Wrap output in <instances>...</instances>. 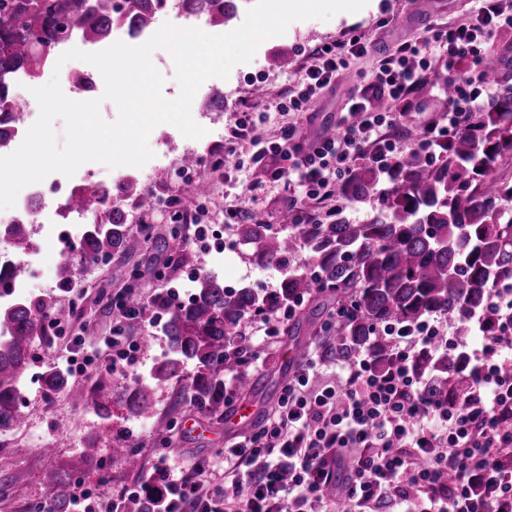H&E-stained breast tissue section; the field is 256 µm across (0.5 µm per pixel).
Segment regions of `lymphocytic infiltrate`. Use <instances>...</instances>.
Segmentation results:
<instances>
[{
	"label": "lymphocytic infiltrate",
	"mask_w": 512,
	"mask_h": 512,
	"mask_svg": "<svg viewBox=\"0 0 512 512\" xmlns=\"http://www.w3.org/2000/svg\"><path fill=\"white\" fill-rule=\"evenodd\" d=\"M512 33V0H479L454 25L431 29L423 44L403 42L361 77L339 113L334 135L308 136L302 125L284 127L273 141L254 143L251 159L283 187L292 223L309 224L312 206L336 197V188L359 164L387 172L405 149L429 154L467 127L472 112L492 94L484 74L497 35ZM359 37L317 49L279 102L281 109L310 112L350 57L366 52ZM447 51L444 64L454 94L447 112L421 122V136L403 144L386 136L399 110L432 73L431 58ZM467 62L456 73L459 62ZM393 102L381 111L379 100ZM493 323H479L476 345L459 340L442 314L418 324L380 330L389 350L386 368L371 351L328 367L321 353L309 355L283 387L271 417L258 430L224 448L235 472V495L205 492L213 475L205 461L181 462L160 449L130 485L100 500L84 481L67 490L71 512H512V279L490 284ZM146 304L112 299L115 325L109 345L112 372L137 360L139 343L127 324L140 320ZM462 357L467 380L462 398L442 400L427 392L415 368L419 354Z\"/></svg>",
	"instance_id": "lymphocytic-infiltrate-1"
}]
</instances>
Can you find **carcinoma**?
<instances>
[{
	"mask_svg": "<svg viewBox=\"0 0 512 512\" xmlns=\"http://www.w3.org/2000/svg\"><path fill=\"white\" fill-rule=\"evenodd\" d=\"M183 2L188 14L222 26L236 16L239 0ZM164 8L165 0H0V109L10 101L17 76L38 79L60 44L76 37L91 44L110 38L119 13L130 31L147 28ZM492 58L496 94L437 158L412 151L387 174L358 165L338 186L336 208L325 224H290L284 234H270L261 223L238 225L241 241L253 246L265 264L279 268L274 291L228 289L216 277L201 274L186 305H172L158 295L154 304L167 315L170 356L153 367L151 379L157 384L185 381L180 396L210 417L224 418V373H234L244 393L257 386L250 345L236 328L252 314L271 313L300 297L311 302L306 316L311 322L332 304L354 303V314L336 321L327 333L325 349L338 361L369 349L386 362L388 349L373 335V326L412 325L435 312L448 316L459 335H469V316L487 312L489 284L512 277V177L497 173L512 159V69L498 54ZM375 195L379 206L365 220L351 221L348 206ZM103 199L95 186L77 196L81 211H104L100 228L87 227L78 253L85 262L142 247L127 227L125 212L103 209ZM164 246L174 251L179 265L193 264L183 242ZM302 251L304 259L294 262ZM53 308L44 300L23 298L0 306V429L21 423L18 401L30 348L46 336L45 320ZM459 362L455 355L419 357L417 368L432 379V395L463 396L465 381L448 387V372ZM186 364L193 365L187 376ZM42 382L48 393L65 391L78 404L90 400L106 409L101 385L90 396L55 367L43 373ZM153 411L152 387L144 385L135 391L133 413L147 417ZM113 456L128 468L139 466L136 452L125 443L113 448ZM67 481L65 472L44 476L54 512H66Z\"/></svg>",
	"mask_w": 512,
	"mask_h": 512,
	"instance_id": "obj_1",
	"label": "carcinoma"
}]
</instances>
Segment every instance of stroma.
<instances>
[{
    "label": "stroma",
    "instance_id": "35a3bbf8",
    "mask_svg": "<svg viewBox=\"0 0 512 512\" xmlns=\"http://www.w3.org/2000/svg\"><path fill=\"white\" fill-rule=\"evenodd\" d=\"M477 0H369L368 5L352 15L338 14L327 21L311 19L289 25L286 32L264 41L250 62L233 67L227 79L211 78L197 91L191 115L201 121L203 115L215 118L214 129L204 137L214 157L225 154L228 135L246 107L264 101L267 106L257 122L255 137L272 141L282 127L294 123L297 116L279 110L277 103L295 75L314 60L317 48L327 43L340 42L359 34L368 44L366 53L351 57L344 73L338 78V87H350L359 77L375 69L382 53L392 51L403 41L423 42L431 27L448 26L465 18L477 7ZM276 53L287 55L288 66L283 70L270 69L267 60ZM223 96V107L213 105L215 96ZM238 167L230 175L213 172L210 167L198 169L197 178L209 182L208 213L205 223L209 228L207 246H198L194 236H187L186 245L195 255L191 267L169 266V252L163 246L171 223L164 209L142 211L137 205L141 193L163 198L179 196L188 206L195 205L192 183H177L173 173L182 165V154L177 151L169 159H153L143 167L128 168L130 191L124 198V209L136 222L150 225L152 237L136 254L113 253L110 262L76 265L72 284L61 290L49 282V269L66 258L68 245L56 239L41 243L38 263L25 265L30 282L27 296L33 300H49L54 313L67 325L70 335L82 338L87 346L101 356H109L105 341L112 335L113 295L134 289L143 301L153 302L157 293L178 290L181 303H188L195 287L196 274H209L225 284L240 288L264 287L272 291L279 284V272L265 265L253 254L251 246L242 243L236 225L225 223L224 208L236 205L245 211L246 223L267 224L270 231L281 230L285 208L280 200L282 188L272 182H260L257 168L251 162L252 146L249 139L236 144ZM254 191H247V184ZM127 335L147 340L141 348L137 363L125 375L92 370L83 379L91 386L101 382L110 396L106 411L75 405L66 393L45 394L40 376L49 365H63L67 356L65 340L44 341L32 347V361L22 387L19 410L20 427L0 429V481L25 485L28 497L12 500L0 496V512H30L32 506L47 496L42 482L45 471L66 470L80 457H92L90 465L78 476L102 497H111L113 489L133 483L134 472L112 463L111 449L116 441H124L136 448L143 464H150L161 441L182 459H211L214 478L211 490L224 485V444L259 429L276 407L283 386L297 372L303 349L294 341L279 335L268 348L260 350L259 358L251 367L259 381L254 394H236L224 404L225 413H232L244 402L257 409L255 419L236 430H228L225 423L205 417L180 406V383L170 381L154 387L155 413L142 418L128 408L131 395L140 386L150 383L151 369L169 353V342L161 326L143 320L126 330Z\"/></svg>",
    "mask_w": 512,
    "mask_h": 512
}]
</instances>
